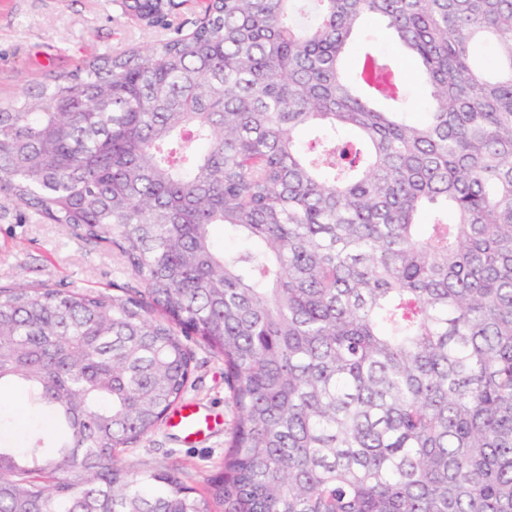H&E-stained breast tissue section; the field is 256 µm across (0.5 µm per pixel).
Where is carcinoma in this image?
I'll list each match as a JSON object with an SVG mask.
<instances>
[{
    "mask_svg": "<svg viewBox=\"0 0 512 512\" xmlns=\"http://www.w3.org/2000/svg\"><path fill=\"white\" fill-rule=\"evenodd\" d=\"M186 2L0 107V194L136 282L0 289V388L57 433L0 447V512H512V0ZM370 15L421 122L387 56L343 71ZM191 340L236 408L200 497L121 459ZM367 27L378 35L377 47L392 58L395 66L403 75L407 90L408 112L414 119H422L424 117L422 102L427 91L420 81L416 64L402 53L385 20L370 19L367 22Z\"/></svg>",
    "mask_w": 512,
    "mask_h": 512,
    "instance_id": "1",
    "label": "carcinoma"
}]
</instances>
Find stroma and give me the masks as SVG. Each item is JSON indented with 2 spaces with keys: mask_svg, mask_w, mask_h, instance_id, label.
Masks as SVG:
<instances>
[{
  "mask_svg": "<svg viewBox=\"0 0 512 512\" xmlns=\"http://www.w3.org/2000/svg\"><path fill=\"white\" fill-rule=\"evenodd\" d=\"M378 36V48L392 58L407 90V110L423 118L426 89L412 59L402 53L385 20L367 23ZM155 30L127 22L121 0H0V104L26 90L49 83L89 51L112 53L156 40ZM131 277L119 255L71 236L63 226L41 224L22 205L0 199V287L42 283L67 290L113 294ZM196 367L184 398L216 417L217 422L197 442H185L168 424L158 425L124 454L127 467L143 471L172 468L197 493L224 462L233 427L234 407L224 383V360L205 346L194 348ZM0 442L26 447L32 430L50 428L29 408L26 396L0 391Z\"/></svg>",
  "mask_w": 512,
  "mask_h": 512,
  "instance_id": "obj_1",
  "label": "stroma"
}]
</instances>
